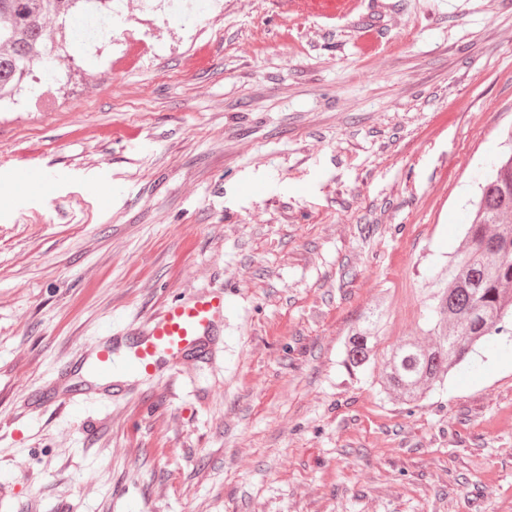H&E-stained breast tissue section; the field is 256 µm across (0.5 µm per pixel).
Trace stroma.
Returning <instances> with one entry per match:
<instances>
[{
  "mask_svg": "<svg viewBox=\"0 0 512 512\" xmlns=\"http://www.w3.org/2000/svg\"><path fill=\"white\" fill-rule=\"evenodd\" d=\"M223 3L131 0L0 110V512H512V346L415 407L342 364L374 305L421 333L512 134V0ZM210 287L211 364L53 404L96 337ZM358 0H289L288 10L299 13L311 10L321 18L339 21L353 14Z\"/></svg>",
  "mask_w": 512,
  "mask_h": 512,
  "instance_id": "35a3bbf8",
  "label": "stroma"
}]
</instances>
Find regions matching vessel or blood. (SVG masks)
Instances as JSON below:
<instances>
[{"label":"vessel or blood","mask_w":512,"mask_h":512,"mask_svg":"<svg viewBox=\"0 0 512 512\" xmlns=\"http://www.w3.org/2000/svg\"><path fill=\"white\" fill-rule=\"evenodd\" d=\"M358 0H288V10L313 11L339 21L353 14ZM224 329V293L202 291L166 307L151 322L97 340L85 355L99 378L120 384L125 376L150 381L211 354Z\"/></svg>","instance_id":"obj_1"}]
</instances>
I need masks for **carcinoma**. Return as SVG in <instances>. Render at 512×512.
Instances as JSON below:
<instances>
[{
  "label": "carcinoma",
  "instance_id": "obj_1",
  "mask_svg": "<svg viewBox=\"0 0 512 512\" xmlns=\"http://www.w3.org/2000/svg\"><path fill=\"white\" fill-rule=\"evenodd\" d=\"M102 0H0V102L13 99L58 46L45 37V19L78 34L105 32ZM428 290L429 341L407 337L385 343L383 313L352 330L342 363L356 374L378 369L381 391L411 405L449 371L471 360L477 347L512 335V153L480 186L464 241Z\"/></svg>",
  "mask_w": 512,
  "mask_h": 512
}]
</instances>
